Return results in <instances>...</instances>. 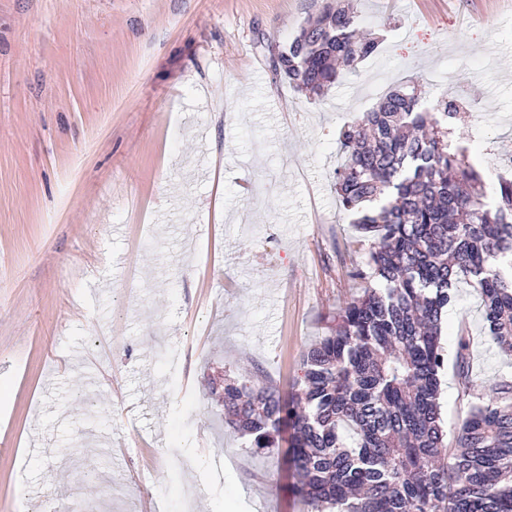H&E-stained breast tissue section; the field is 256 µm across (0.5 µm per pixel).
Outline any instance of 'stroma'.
Wrapping results in <instances>:
<instances>
[{"label":"stroma","mask_w":512,"mask_h":512,"mask_svg":"<svg viewBox=\"0 0 512 512\" xmlns=\"http://www.w3.org/2000/svg\"><path fill=\"white\" fill-rule=\"evenodd\" d=\"M325 0H0V512H308L283 451L224 422L225 379L297 389L363 263L340 129L392 86L465 99L512 172V0H359L373 56L321 97L276 77ZM512 380L460 279L442 344ZM444 426L468 410L454 364Z\"/></svg>","instance_id":"stroma-1"}]
</instances>
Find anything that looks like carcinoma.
<instances>
[{
    "mask_svg": "<svg viewBox=\"0 0 512 512\" xmlns=\"http://www.w3.org/2000/svg\"><path fill=\"white\" fill-rule=\"evenodd\" d=\"M350 2L330 0L274 55L295 90L322 96L373 55ZM457 103L390 89L339 133V206L356 215L361 292L338 305L302 356L299 388L224 380V419L252 447L287 445L311 512H512V381L475 388L465 334L455 368L470 397L462 425H442L443 314L452 285L479 294L494 343L512 352V179L486 201L453 144Z\"/></svg>",
    "mask_w": 512,
    "mask_h": 512,
    "instance_id": "obj_1",
    "label": "carcinoma"
}]
</instances>
